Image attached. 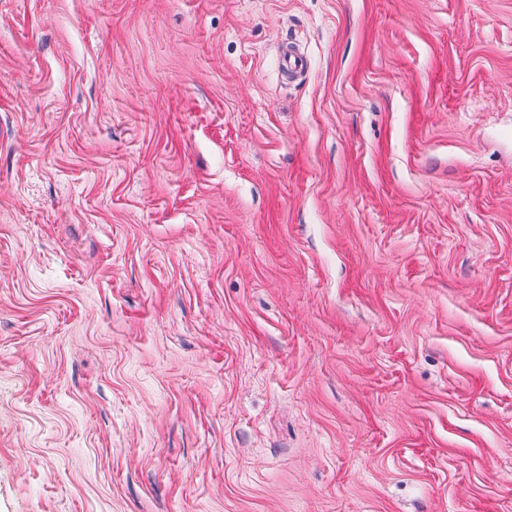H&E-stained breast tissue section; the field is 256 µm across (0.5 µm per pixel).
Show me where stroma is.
<instances>
[{"instance_id": "obj_1", "label": "stroma", "mask_w": 512, "mask_h": 512, "mask_svg": "<svg viewBox=\"0 0 512 512\" xmlns=\"http://www.w3.org/2000/svg\"><path fill=\"white\" fill-rule=\"evenodd\" d=\"M0 512H512V0H0Z\"/></svg>"}]
</instances>
